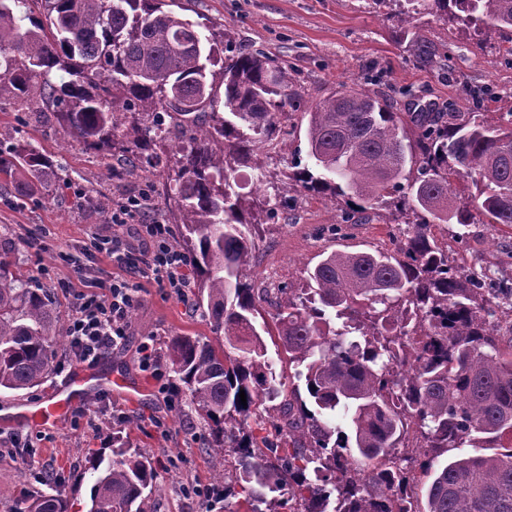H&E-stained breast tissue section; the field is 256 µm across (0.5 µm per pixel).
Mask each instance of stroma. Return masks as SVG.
<instances>
[{
	"instance_id": "obj_1",
	"label": "stroma",
	"mask_w": 512,
	"mask_h": 512,
	"mask_svg": "<svg viewBox=\"0 0 512 512\" xmlns=\"http://www.w3.org/2000/svg\"><path fill=\"white\" fill-rule=\"evenodd\" d=\"M186 16L200 23L203 34L225 45L262 48L275 62L286 64L302 94L299 111L291 117L287 145L269 150L265 177L238 167L236 189L251 196L261 209H274L256 239L258 286L298 284L306 265L324 252L388 250L400 228L412 221L388 203L367 209L358 224L342 223L343 201L298 193L288 179L292 153L307 147V111L340 83L374 80V90L389 95L399 111L478 112L493 123L512 111V56L499 54L501 33L473 31L434 16L411 19L385 0H179ZM421 31L441 62L420 66L412 31ZM32 143L55 157L42 180L43 197H28L15 186L0 190V229H9L17 245L16 260L32 285L49 291L59 313L67 299L54 282L73 271L56 266V249L80 253L92 232L111 234L112 227L90 219L87 209L98 202L117 204L124 197L149 190L148 219L174 224L166 206L170 182L166 168L127 178L112 186L95 151L70 143L65 130L45 115L15 106L0 114V145L17 140ZM341 225L333 235V225ZM459 270L471 273L491 268L512 283V227L474 224L466 242H457L445 227L434 230ZM140 304L130 316L131 334L125 346L110 351L97 365L102 376H122L142 384L141 400L127 399L121 389L91 388L80 409L95 414L94 426L67 415L41 427L0 423V512H19L22 501L40 488L29 477L33 466H46L49 489L62 492L70 512H87L95 480L92 455L110 456L113 436L129 439L150 454L158 489L148 512H224V465L203 447L204 422L185 401L168 402L156 383L141 372L136 349L141 337L160 340L176 334L210 336L211 329L191 300L170 297L166 289L139 283ZM65 375L50 372L43 384L23 391H0V416L31 409L54 395Z\"/></svg>"
}]
</instances>
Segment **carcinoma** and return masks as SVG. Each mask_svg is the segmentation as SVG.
Masks as SVG:
<instances>
[{
	"label": "carcinoma",
	"mask_w": 512,
	"mask_h": 512,
	"mask_svg": "<svg viewBox=\"0 0 512 512\" xmlns=\"http://www.w3.org/2000/svg\"><path fill=\"white\" fill-rule=\"evenodd\" d=\"M169 2L0 0V112L38 106L108 171L118 139L143 172L159 164L158 144L171 147L168 201L216 341L175 335L163 358L209 428L207 449L230 459L224 504L240 493L245 510L225 512H512V336L496 333L497 295L448 264L430 232L478 214L512 225V111L505 124L474 112L405 118L389 98L341 84L307 112L317 173L297 161L288 179L307 195L390 196L416 222L391 250L332 251L301 287L260 288L257 204L231 174L262 168L259 150L283 141L302 96L287 66L252 46L218 49ZM393 2L476 33L512 29V0ZM413 40L419 63L434 65L422 34ZM51 165L29 144L0 148L3 185L31 196ZM13 252L0 246V388L24 390L47 377L66 330L50 297L13 270ZM267 315L303 392L276 377L258 325ZM465 446L473 453L434 468ZM411 447L404 460L428 478L422 506L397 464ZM93 470L88 512H146L156 471L139 449L114 438ZM20 512L69 504L39 492Z\"/></svg>",
	"instance_id": "obj_1"
}]
</instances>
